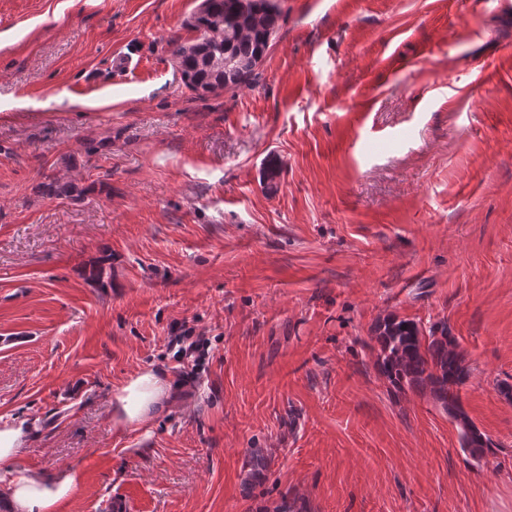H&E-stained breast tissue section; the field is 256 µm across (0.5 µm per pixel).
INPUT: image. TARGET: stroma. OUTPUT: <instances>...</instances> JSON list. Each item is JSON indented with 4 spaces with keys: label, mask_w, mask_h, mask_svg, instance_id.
Masks as SVG:
<instances>
[{
    "label": "stroma",
    "mask_w": 512,
    "mask_h": 512,
    "mask_svg": "<svg viewBox=\"0 0 512 512\" xmlns=\"http://www.w3.org/2000/svg\"><path fill=\"white\" fill-rule=\"evenodd\" d=\"M279 6L253 86L199 97L168 46L194 0H0V415L37 425L16 465L79 467L65 512H512V4ZM390 314L466 352L481 461L429 393L390 392ZM145 369L165 411L115 424ZM189 337L190 335L179 336V341H181L182 344H180L179 350L176 353L179 354L180 361L187 364V367H189L191 363V369L186 372L187 377L193 373H197L202 366V360L205 356V353L200 351L197 341H191L188 345L184 343V339L188 340Z\"/></svg>",
    "instance_id": "1"
}]
</instances>
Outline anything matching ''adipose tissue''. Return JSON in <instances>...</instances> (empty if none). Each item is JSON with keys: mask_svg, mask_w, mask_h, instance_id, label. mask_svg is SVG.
<instances>
[{"mask_svg": "<svg viewBox=\"0 0 512 512\" xmlns=\"http://www.w3.org/2000/svg\"><path fill=\"white\" fill-rule=\"evenodd\" d=\"M169 388L158 372L146 369L136 373L113 395L115 420L129 425L148 421L166 408ZM34 428L33 422L0 416V499L6 501L10 512H62L83 473L67 468L47 478L14 469L18 451Z\"/></svg>", "mask_w": 512, "mask_h": 512, "instance_id": "obj_1", "label": "adipose tissue"}]
</instances>
